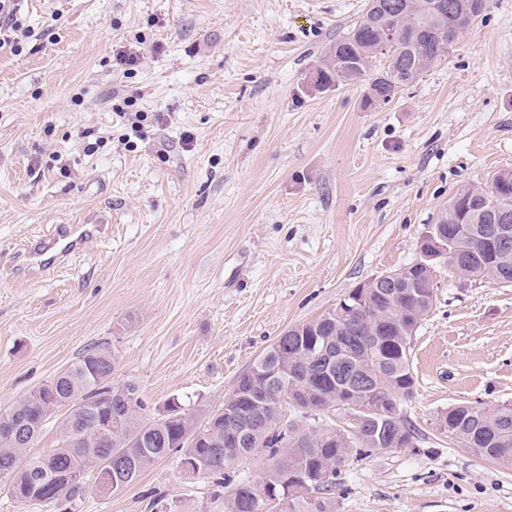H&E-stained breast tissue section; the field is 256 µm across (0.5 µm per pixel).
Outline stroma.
<instances>
[{"mask_svg": "<svg viewBox=\"0 0 512 512\" xmlns=\"http://www.w3.org/2000/svg\"><path fill=\"white\" fill-rule=\"evenodd\" d=\"M367 2L21 0L32 35L0 54V410L101 344L151 412L205 419L282 332L416 261L457 189L512 171V0L386 105L364 109L362 83L306 92ZM100 220L66 268L17 266L28 237ZM411 364L414 447L351 454L336 512H512V467L436 430L512 402V285L438 267ZM86 482L21 503L2 477L0 512H224L174 454L118 496ZM483 409L481 406L472 404H458L448 408V411L439 415L445 418L448 425L445 434L448 435V438L462 443L465 448L472 449L473 447L469 446L473 438L470 425L472 418L468 417L466 420L465 418L467 415L476 414Z\"/></svg>", "mask_w": 512, "mask_h": 512, "instance_id": "obj_1", "label": "stroma"}]
</instances>
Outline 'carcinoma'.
<instances>
[{
    "label": "carcinoma",
    "mask_w": 512,
    "mask_h": 512,
    "mask_svg": "<svg viewBox=\"0 0 512 512\" xmlns=\"http://www.w3.org/2000/svg\"><path fill=\"white\" fill-rule=\"evenodd\" d=\"M485 12L466 10L462 0H368L360 20L335 43L310 73L308 83L324 92L331 87L367 83L363 107L389 103L403 86L419 78L432 64L448 59L454 42ZM386 27L404 32L403 38L382 44L379 33ZM386 66L372 71L368 62L380 53ZM512 202V183L489 189L479 200L478 213L465 209L471 202L448 200L464 212V219L479 222L477 232L451 241L449 251L460 267L476 281L502 280L491 275L500 265L486 256L479 236L491 229L497 208ZM426 312L416 308L412 298L391 299L375 289L366 296L361 321H345L332 308L314 320L288 329L278 336L252 364L271 368L275 379L240 376L233 394L230 416L209 413L205 424L185 413L172 400L163 412L151 414L140 398L138 386L123 382L132 395L123 410L112 415L111 446L98 445L96 419L109 414V379L116 359L106 347L93 345L77 361L41 387V399H21L14 404L17 432H0V475L10 480V494L19 501H69L86 491L89 473L101 477L112 472L110 482L99 491L116 496L135 483L157 459L179 454L180 467L199 466V474L214 478L216 484L232 485L224 498V512H264L265 501L256 500L252 490L264 488L280 495L292 485V478L307 475L317 487L313 495H299L285 503L282 512H333L331 494L336 490L340 467L353 451L372 452V438L381 427L366 421L356 434L344 439L332 425L313 421L327 410H335L336 398L347 384L361 378L366 387L360 399L377 407L401 402L413 393L410 366L411 344ZM304 389L303 398L315 409H297L312 424H288L283 433V402L293 385ZM482 410L472 404H458L441 413L447 422L445 434L464 447L472 441L471 415ZM57 424L56 447L38 456L28 455L30 444L39 440L49 420ZM512 430V403L497 407L496 415L482 425V454L503 466H512V433L507 446L497 444L503 426ZM396 438L417 435L401 415L388 424ZM237 436L230 446L227 438ZM129 463L127 470L114 467V456ZM261 456L265 467L258 479L233 481L228 469L241 459Z\"/></svg>",
    "instance_id": "1"
}]
</instances>
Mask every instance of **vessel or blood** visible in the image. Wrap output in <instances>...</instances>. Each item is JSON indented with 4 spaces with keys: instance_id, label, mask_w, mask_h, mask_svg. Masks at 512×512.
<instances>
[{
    "instance_id": "b4317fda",
    "label": "vessel or blood",
    "mask_w": 512,
    "mask_h": 512,
    "mask_svg": "<svg viewBox=\"0 0 512 512\" xmlns=\"http://www.w3.org/2000/svg\"><path fill=\"white\" fill-rule=\"evenodd\" d=\"M106 224H58L50 233L25 240L19 254L35 272H53L82 254L89 243L105 237Z\"/></svg>"
}]
</instances>
